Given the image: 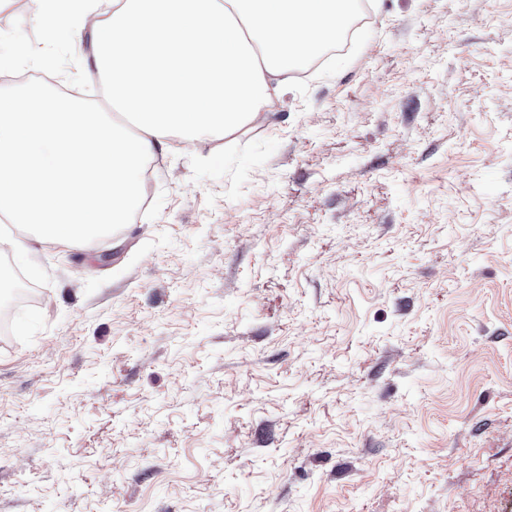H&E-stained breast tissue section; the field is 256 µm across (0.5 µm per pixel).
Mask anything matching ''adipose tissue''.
Instances as JSON below:
<instances>
[{
	"mask_svg": "<svg viewBox=\"0 0 512 512\" xmlns=\"http://www.w3.org/2000/svg\"><path fill=\"white\" fill-rule=\"evenodd\" d=\"M357 8V0H112L104 17L97 0H42L46 36L98 33L96 65L126 118L37 90L0 94V213L40 243L126 223L157 146L261 118Z\"/></svg>",
	"mask_w": 512,
	"mask_h": 512,
	"instance_id": "ef3b65f1",
	"label": "adipose tissue"
}]
</instances>
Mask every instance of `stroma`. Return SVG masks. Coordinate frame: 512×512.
I'll return each mask as SVG.
<instances>
[{"label": "stroma", "mask_w": 512, "mask_h": 512, "mask_svg": "<svg viewBox=\"0 0 512 512\" xmlns=\"http://www.w3.org/2000/svg\"><path fill=\"white\" fill-rule=\"evenodd\" d=\"M368 6L264 119L169 140L127 224L20 261L0 512H512V0ZM40 13L0 9V90L110 111Z\"/></svg>", "instance_id": "35a3bbf8"}]
</instances>
